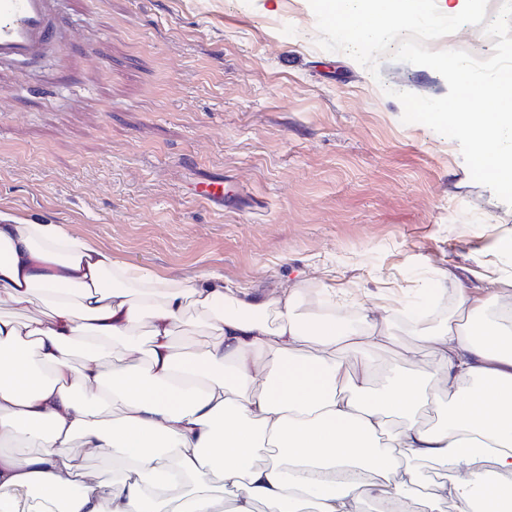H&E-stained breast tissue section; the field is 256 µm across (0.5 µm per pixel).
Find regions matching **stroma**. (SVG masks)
I'll return each mask as SVG.
<instances>
[{
	"label": "stroma",
	"instance_id": "1",
	"mask_svg": "<svg viewBox=\"0 0 512 512\" xmlns=\"http://www.w3.org/2000/svg\"><path fill=\"white\" fill-rule=\"evenodd\" d=\"M61 38L35 67L0 61V207L62 225L172 277L268 293L300 311L452 315L459 288L512 276V206L474 182L458 142L402 123L400 91L439 98L435 70L380 75L316 44L308 0H53ZM430 50L491 55L481 27ZM224 184V204L197 196Z\"/></svg>",
	"mask_w": 512,
	"mask_h": 512
}]
</instances>
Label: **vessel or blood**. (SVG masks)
I'll list each match as a JSON object with an SVG mask.
<instances>
[{
	"label": "vessel or blood",
	"mask_w": 512,
	"mask_h": 512,
	"mask_svg": "<svg viewBox=\"0 0 512 512\" xmlns=\"http://www.w3.org/2000/svg\"><path fill=\"white\" fill-rule=\"evenodd\" d=\"M55 38L48 0H0V59L36 64Z\"/></svg>",
	"instance_id": "obj_1"
}]
</instances>
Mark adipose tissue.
I'll use <instances>...</instances> for the list:
<instances>
[{
    "instance_id": "obj_1",
    "label": "adipose tissue",
    "mask_w": 512,
    "mask_h": 512,
    "mask_svg": "<svg viewBox=\"0 0 512 512\" xmlns=\"http://www.w3.org/2000/svg\"><path fill=\"white\" fill-rule=\"evenodd\" d=\"M303 297L174 280L0 210V512H362L418 495L411 460L453 474L426 512L512 504L511 277L459 289L378 382L360 355L392 344L382 321L307 319ZM191 308L211 340L181 352ZM443 395L446 421L421 423ZM76 446L121 465L89 480Z\"/></svg>"
}]
</instances>
